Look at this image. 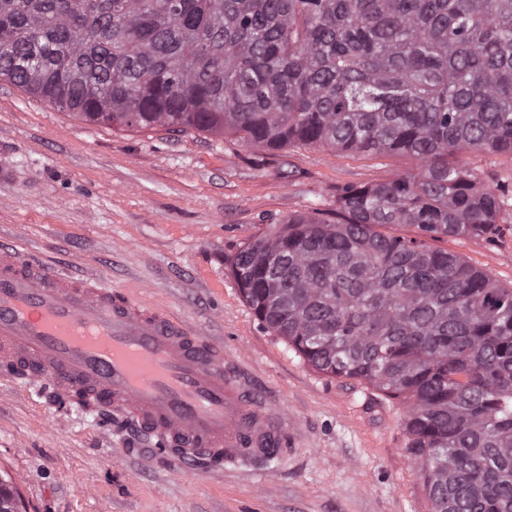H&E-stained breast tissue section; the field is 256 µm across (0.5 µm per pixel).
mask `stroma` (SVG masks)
Returning <instances> with one entry per match:
<instances>
[{
	"instance_id": "35a3bbf8",
	"label": "stroma",
	"mask_w": 512,
	"mask_h": 512,
	"mask_svg": "<svg viewBox=\"0 0 512 512\" xmlns=\"http://www.w3.org/2000/svg\"><path fill=\"white\" fill-rule=\"evenodd\" d=\"M482 185L512 191V154L464 152ZM408 156L318 145L269 151L233 135L87 122L0 81V238L222 344L288 422L260 474L188 469L136 425L54 406L0 371V477L25 512H432L404 448L406 404L325 375L258 323L230 274L236 254L339 189L416 171ZM437 248L512 287V199L492 233Z\"/></svg>"
}]
</instances>
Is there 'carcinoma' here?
<instances>
[{"label":"carcinoma","instance_id":"1","mask_svg":"<svg viewBox=\"0 0 512 512\" xmlns=\"http://www.w3.org/2000/svg\"><path fill=\"white\" fill-rule=\"evenodd\" d=\"M2 79L109 126L417 160L231 274L308 365L409 402L432 512H512V288L427 243L496 224L454 157L512 153V0H0Z\"/></svg>","mask_w":512,"mask_h":512}]
</instances>
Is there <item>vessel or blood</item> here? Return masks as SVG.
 <instances>
[{
  "instance_id": "1",
  "label": "vessel or blood",
  "mask_w": 512,
  "mask_h": 512,
  "mask_svg": "<svg viewBox=\"0 0 512 512\" xmlns=\"http://www.w3.org/2000/svg\"><path fill=\"white\" fill-rule=\"evenodd\" d=\"M0 364L78 409H110L178 461L225 471L280 455L284 415L224 364L222 345L94 275L71 278L0 246Z\"/></svg>"
}]
</instances>
